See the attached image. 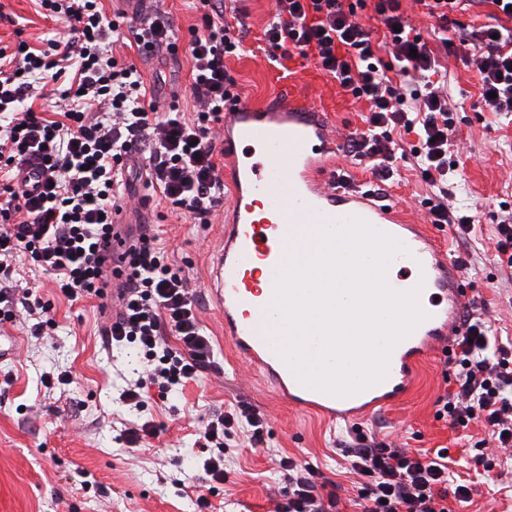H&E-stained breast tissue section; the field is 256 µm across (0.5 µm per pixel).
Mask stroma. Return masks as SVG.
<instances>
[{"mask_svg":"<svg viewBox=\"0 0 512 512\" xmlns=\"http://www.w3.org/2000/svg\"><path fill=\"white\" fill-rule=\"evenodd\" d=\"M245 24L243 48L224 61L231 88L252 104L278 106L283 96L272 76L273 63L262 40L275 0H234ZM137 18L121 19L125 34L113 45L119 62L136 65L145 75L147 96L159 109L179 103L193 113L191 61L186 53L159 51L140 55L129 32ZM61 19L44 17L35 0H0V47L19 41L41 47L62 35ZM451 88L458 103L453 144L467 155L463 171L448 175L459 203L477 212L469 243L447 241L448 253L469 252L463 277L488 308L502 334L512 337V276L498 271L493 245L501 201L512 203V123L481 108L475 74L458 60L450 62ZM401 182L389 194L416 223L427 221L423 200L429 187L411 162L400 165ZM145 223L154 225L177 267L189 277L198 302L201 327L210 337L217 366L182 389L159 397L149 389L141 409L119 399L141 372L140 356L108 345L107 322L97 301L71 302L27 259L15 264L14 280L48 303L53 326L49 336H31L26 323L5 325L13 347L0 356V512H198L204 493L211 512H273L286 480L277 462L289 456L322 473L328 490H339L345 512H359L357 477L337 452L347 438L342 427L304 414L272 396L239 361L224 338V322L213 310L207 291L210 254L224 228V211L209 223L195 224L150 204ZM65 370L69 385L45 388L40 376ZM439 355L418 368L416 383L403 403L370 415L360 427L378 439L409 451L449 449L454 461L450 485L471 489L457 512H512V454L489 448L492 470L474 464L468 453L474 441L487 438L478 423L457 430L437 419L439 396L455 388L446 378ZM247 403L265 422V444L247 445L241 428L229 430L224 455V482L205 480L195 452L196 440L214 415ZM151 423L157 438L128 448L118 440L129 424ZM96 481V492L81 487V473Z\"/></svg>","mask_w":512,"mask_h":512,"instance_id":"1","label":"stroma"}]
</instances>
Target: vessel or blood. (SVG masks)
I'll use <instances>...</instances> for the list:
<instances>
[{"mask_svg":"<svg viewBox=\"0 0 512 512\" xmlns=\"http://www.w3.org/2000/svg\"><path fill=\"white\" fill-rule=\"evenodd\" d=\"M276 78L288 89L277 108L230 99L221 137L229 170L231 224L213 249L208 288L224 317V335L236 356L256 370L275 397L302 412L353 424L403 400L417 363L447 345L448 324L468 291L453 259L427 225L413 223L395 202H379L360 184H343L334 162L340 142L325 120L341 103L316 63L294 55L281 59ZM358 218L402 246L388 263L389 287L417 291L425 318L391 350L383 380L339 397L300 382L278 352L273 306L286 244L318 222ZM112 237L104 251L113 285L123 282L122 259L134 243L123 211H114Z\"/></svg>","mask_w":512,"mask_h":512,"instance_id":"vessel-or-blood-1","label":"vessel or blood"}]
</instances>
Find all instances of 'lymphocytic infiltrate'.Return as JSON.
<instances>
[{
	"label": "lymphocytic infiltrate",
	"mask_w": 512,
	"mask_h": 512,
	"mask_svg": "<svg viewBox=\"0 0 512 512\" xmlns=\"http://www.w3.org/2000/svg\"><path fill=\"white\" fill-rule=\"evenodd\" d=\"M415 0L434 19L443 48L479 46L470 64L480 97L495 112H512V29L455 23L461 2ZM199 18L185 48L161 16L145 18L132 31L143 52L184 50L192 63L194 119L159 111L146 99L135 65L119 62L102 49L118 28L101 0H40L47 17L62 18L66 32L40 52L0 47V324L18 311L42 307L32 291L13 284L12 265L27 255L72 302L104 299L112 278L99 243L112 234V210L121 194V176L133 155L144 157L146 183L173 212L208 223L224 199V181L214 160L215 125L223 119L230 80L224 58L241 45L226 18L225 0H197ZM402 0H276L264 31L272 52L293 50L314 60L345 94L365 104L366 126L347 136L345 155L371 174L370 191L386 200L399 160L413 158L431 194L429 219L448 228L454 239L468 240L474 218L453 204L448 175L461 163L451 149L453 114L458 104L441 59L405 16ZM383 29L375 46L364 12ZM55 86V118L27 106L36 96L32 75ZM49 173L38 192L15 187L30 161ZM118 310L103 329L110 344L135 345L146 376L124 389L127 405L141 408L142 391L166 394L196 379L211 364L213 348L196 314L197 302L183 272L170 263L156 235L141 232L126 253ZM457 389L440 396L436 415L452 425L478 422L498 447L512 449V345L498 343L482 314L470 313L454 331ZM246 422L250 447L263 446L262 419L248 407L220 414L204 429L197 445L202 469L211 480L224 478V436L236 418ZM342 453L363 476L360 512H455L468 501V485L448 486V451L416 454L356 434ZM288 491L275 512H339L340 498L327 492L313 468L290 457L278 462Z\"/></svg>",
	"instance_id": "obj_1"
}]
</instances>
